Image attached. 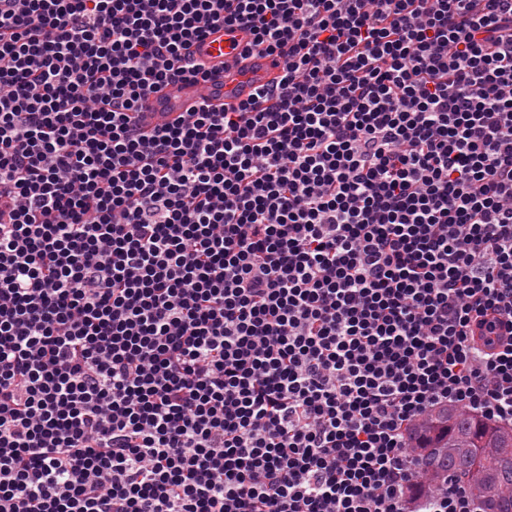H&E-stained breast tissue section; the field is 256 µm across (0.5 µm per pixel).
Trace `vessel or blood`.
Here are the masks:
<instances>
[{"label": "vessel or blood", "instance_id": "1", "mask_svg": "<svg viewBox=\"0 0 512 512\" xmlns=\"http://www.w3.org/2000/svg\"><path fill=\"white\" fill-rule=\"evenodd\" d=\"M252 41L250 28L235 27L214 29L189 44L186 53L206 73V81L176 80L150 94L140 104L143 126L152 129L170 123L203 97L219 107L249 99L279 73L277 58L253 48Z\"/></svg>", "mask_w": 512, "mask_h": 512}]
</instances>
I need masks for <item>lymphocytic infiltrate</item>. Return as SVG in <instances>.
<instances>
[{"label":"lymphocytic infiltrate","mask_w":512,"mask_h":512,"mask_svg":"<svg viewBox=\"0 0 512 512\" xmlns=\"http://www.w3.org/2000/svg\"><path fill=\"white\" fill-rule=\"evenodd\" d=\"M505 323L512 0H0V512H479L411 439L512 425ZM249 27L217 28L187 46L185 53L201 66L207 80L201 84L176 80L150 94L140 104L146 129L172 122L189 112L204 96L214 106H236L255 89L279 74L278 59L251 46Z\"/></svg>","instance_id":"lymphocytic-infiltrate-1"}]
</instances>
